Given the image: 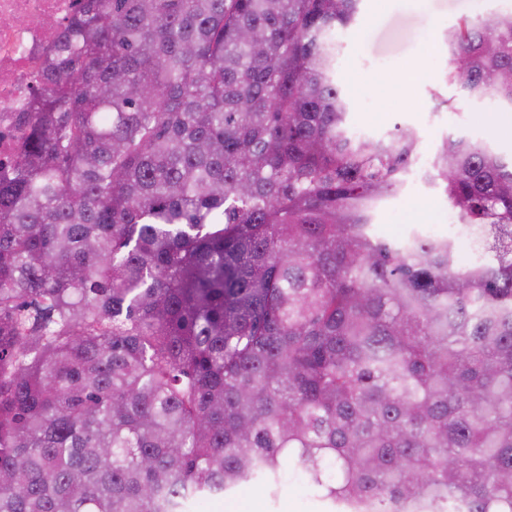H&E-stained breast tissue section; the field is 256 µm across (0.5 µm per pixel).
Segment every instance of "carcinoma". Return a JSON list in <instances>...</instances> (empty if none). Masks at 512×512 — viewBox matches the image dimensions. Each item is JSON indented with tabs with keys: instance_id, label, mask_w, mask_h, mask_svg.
<instances>
[{
	"instance_id": "cac0c4a2",
	"label": "carcinoma",
	"mask_w": 512,
	"mask_h": 512,
	"mask_svg": "<svg viewBox=\"0 0 512 512\" xmlns=\"http://www.w3.org/2000/svg\"><path fill=\"white\" fill-rule=\"evenodd\" d=\"M360 0H82L0 162V512H512V162L431 168L480 254L376 237L418 135L353 138ZM512 108V14L445 33ZM319 503L298 482L290 478L284 483L277 501H271L257 485L244 486L232 500L206 503L198 512H314Z\"/></svg>"
}]
</instances>
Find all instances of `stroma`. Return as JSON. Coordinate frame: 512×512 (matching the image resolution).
Returning <instances> with one entry per match:
<instances>
[{"mask_svg":"<svg viewBox=\"0 0 512 512\" xmlns=\"http://www.w3.org/2000/svg\"><path fill=\"white\" fill-rule=\"evenodd\" d=\"M512 12V0H361L349 26L337 29L336 83L349 105V125L369 139L389 138L396 127L419 134L420 151L431 154L449 136H463L512 157V126L492 128L491 98L475 99L448 85V50L443 33L460 17ZM454 101L446 110L440 99ZM448 199L430 170L410 168L400 190L374 212L377 234L394 241L418 228L448 234ZM318 502L295 479L278 500L257 485L232 500L206 503L203 512H317Z\"/></svg>","mask_w":512,"mask_h":512,"instance_id":"obj_1","label":"stroma"}]
</instances>
